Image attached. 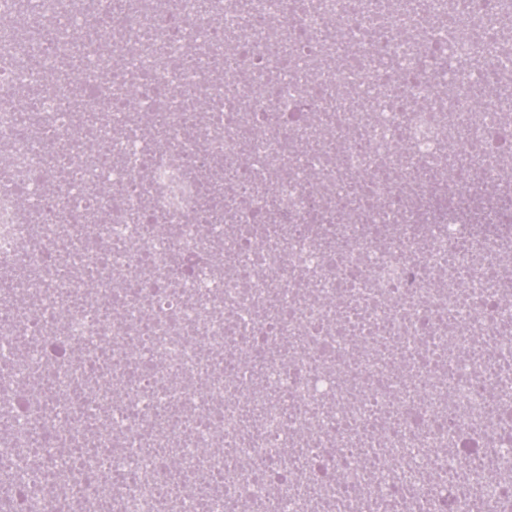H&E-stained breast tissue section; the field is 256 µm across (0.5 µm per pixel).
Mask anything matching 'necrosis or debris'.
<instances>
[{
  "label": "necrosis or debris",
  "mask_w": 512,
  "mask_h": 512,
  "mask_svg": "<svg viewBox=\"0 0 512 512\" xmlns=\"http://www.w3.org/2000/svg\"><path fill=\"white\" fill-rule=\"evenodd\" d=\"M129 2L0 33V512H512L504 0Z\"/></svg>",
  "instance_id": "1"
}]
</instances>
